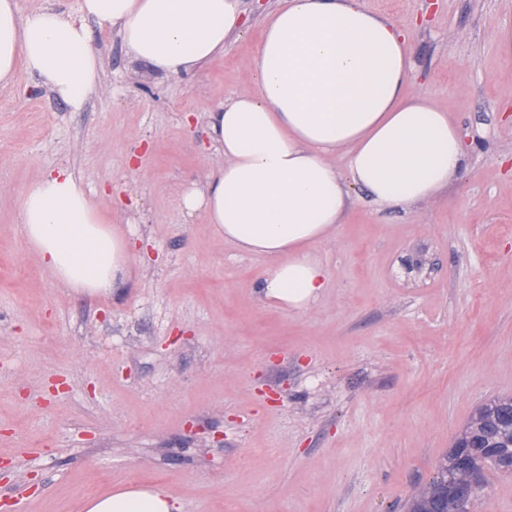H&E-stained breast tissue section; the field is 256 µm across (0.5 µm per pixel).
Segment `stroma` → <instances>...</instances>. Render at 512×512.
Returning <instances> with one entry per match:
<instances>
[{
  "label": "stroma",
  "instance_id": "35a3bbf8",
  "mask_svg": "<svg viewBox=\"0 0 512 512\" xmlns=\"http://www.w3.org/2000/svg\"><path fill=\"white\" fill-rule=\"evenodd\" d=\"M364 3L409 30L407 89L448 110L464 161L409 205L348 185L314 247L330 286L302 312L262 298L266 257L180 207L222 161L207 114L254 89L280 0H241L223 54L181 75L91 26L103 71L78 111L23 70L0 86V512L131 486L182 512H405L512 395V0ZM61 168L129 242L110 294L65 287L23 236V194ZM471 512H512V476L489 474Z\"/></svg>",
  "mask_w": 512,
  "mask_h": 512
}]
</instances>
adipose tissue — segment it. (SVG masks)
Listing matches in <instances>:
<instances>
[{
  "label": "adipose tissue",
  "instance_id": "ef3b65f1",
  "mask_svg": "<svg viewBox=\"0 0 512 512\" xmlns=\"http://www.w3.org/2000/svg\"><path fill=\"white\" fill-rule=\"evenodd\" d=\"M80 10L78 19L49 8L23 15L16 0H0V84L22 69L80 109L100 68L89 23L118 29L134 60L176 75L223 52L241 0H81ZM412 68L406 33L363 0H283L254 58L255 90L210 112L223 161L181 207L270 260L266 300L302 311L324 294L329 275L312 248L335 234L347 183L392 206L426 200L458 170L457 126L406 93ZM339 157L346 173L333 164ZM20 218L42 267L66 287L107 294L124 277V235L69 171L33 183ZM86 512H181V504L161 490L125 488L88 501Z\"/></svg>",
  "mask_w": 512,
  "mask_h": 512
}]
</instances>
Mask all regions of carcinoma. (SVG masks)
Segmentation results:
<instances>
[{
    "instance_id": "1",
    "label": "carcinoma",
    "mask_w": 512,
    "mask_h": 512,
    "mask_svg": "<svg viewBox=\"0 0 512 512\" xmlns=\"http://www.w3.org/2000/svg\"><path fill=\"white\" fill-rule=\"evenodd\" d=\"M512 475V397L482 405L456 439L438 476L409 500L407 512H469L465 490L487 472Z\"/></svg>"
}]
</instances>
